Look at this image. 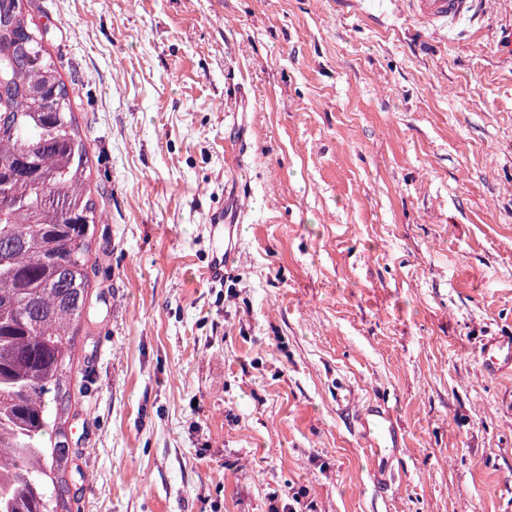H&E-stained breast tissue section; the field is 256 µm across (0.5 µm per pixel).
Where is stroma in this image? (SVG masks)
Segmentation results:
<instances>
[{
	"label": "stroma",
	"instance_id": "obj_1",
	"mask_svg": "<svg viewBox=\"0 0 512 512\" xmlns=\"http://www.w3.org/2000/svg\"><path fill=\"white\" fill-rule=\"evenodd\" d=\"M27 2L102 215L71 512H512L480 357L512 335V0L453 35L402 0ZM234 230L235 225H224V251L213 256L209 267L210 272H221L222 269L224 271L225 268L233 264L238 249L237 241L234 240ZM358 423L375 465L403 447V433L385 405L369 402L359 412Z\"/></svg>",
	"mask_w": 512,
	"mask_h": 512
}]
</instances>
